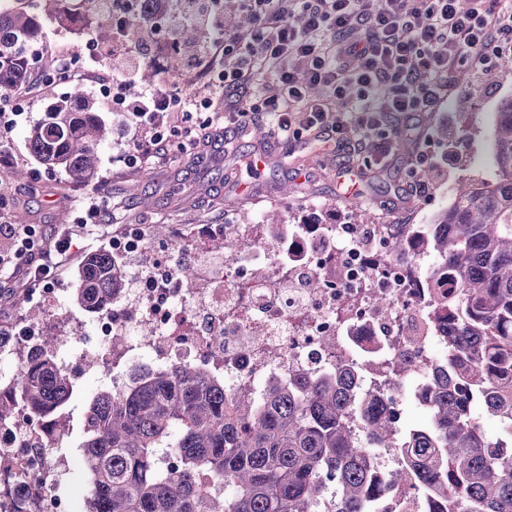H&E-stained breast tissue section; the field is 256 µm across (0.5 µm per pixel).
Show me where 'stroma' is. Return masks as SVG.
Wrapping results in <instances>:
<instances>
[{"mask_svg":"<svg viewBox=\"0 0 512 512\" xmlns=\"http://www.w3.org/2000/svg\"><path fill=\"white\" fill-rule=\"evenodd\" d=\"M84 15L81 0H60L54 12L42 16L36 41L40 55L84 53L85 36L93 29ZM490 69L499 73L492 85L485 82ZM470 77L466 88L449 79L438 111L392 114L391 123L403 128L413 148L394 145L380 166L345 149L330 150L310 137L287 153L274 139H262L251 130L238 135L228 150L216 124L208 140L198 144L196 156L127 171L112 161L126 145L121 128L113 126L100 150V168L92 185H70L59 172L38 180L0 181V195L8 201L0 209V225L39 224L48 229L72 224L85 197L95 196L107 221L88 225L81 245L93 251L109 246L114 229L121 227L140 231L150 251L184 260L188 254L181 247L179 226L261 224L273 211L292 222L314 216L324 224H427L459 184L490 178L493 114L501 100L512 98V71L495 58L489 66L471 71ZM67 91V86L58 85L31 98L27 119L11 135L17 167L36 170L24 133ZM421 151L430 155V162L416 163ZM264 156L270 165L256 168ZM422 181L429 186L428 194L414 196L412 185ZM159 224L166 228L165 237L153 235ZM71 381L74 395L66 407L63 446L73 454L82 438L85 408L102 383L97 373L82 370Z\"/></svg>","mask_w":512,"mask_h":512,"instance_id":"obj_1","label":"stroma"}]
</instances>
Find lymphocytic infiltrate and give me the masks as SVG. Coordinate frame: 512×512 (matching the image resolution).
<instances>
[{"instance_id": "obj_1", "label": "lymphocytic infiltrate", "mask_w": 512, "mask_h": 512, "mask_svg": "<svg viewBox=\"0 0 512 512\" xmlns=\"http://www.w3.org/2000/svg\"><path fill=\"white\" fill-rule=\"evenodd\" d=\"M135 24L113 30L109 41L88 38L84 58H63L60 82L95 68L111 85L112 109L123 113L129 135L119 161L139 169L149 158L187 154L195 131L210 128L206 113L213 92H222L224 142L262 122L277 142L289 145L313 134L331 148L371 150L383 159L392 143L389 122L395 112H430L445 96L444 76L460 62L485 65L491 55L512 49V11L496 0H238L245 27L224 28V0H180L182 22L199 27L205 39L187 51V69L203 76L193 97H184L157 54L168 46L167 30L137 17L140 0H122ZM268 67L274 90L254 91L259 66ZM153 67L155 82L137 99L123 91L140 68ZM47 84L34 74L10 96L0 99V168L15 164L9 135L34 93ZM356 88L354 109H347V85ZM334 88V104L310 101L308 89ZM12 264L21 286L50 287L76 253L72 229L43 235L38 225L8 227Z\"/></svg>"}]
</instances>
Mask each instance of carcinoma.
Instances as JSON below:
<instances>
[{"instance_id": "obj_1", "label": "carcinoma", "mask_w": 512, "mask_h": 512, "mask_svg": "<svg viewBox=\"0 0 512 512\" xmlns=\"http://www.w3.org/2000/svg\"><path fill=\"white\" fill-rule=\"evenodd\" d=\"M58 2L14 0L0 10V93L24 84L33 64L56 79L57 63L26 56L24 44ZM197 37L193 27H174L170 72ZM97 111L72 86L28 132L29 154L75 185L90 183L110 136ZM491 153L494 182L458 188L418 235L448 262L460 294L448 315V371L429 379L424 425L402 428L379 410L387 385L361 392L345 374L301 376L299 394L270 382L256 400L224 393V381L188 365L157 370L122 396L103 388L88 403L86 512H376L392 486L423 493L428 512H512V99L494 113ZM128 278L119 258L96 250L74 272L73 304L94 314ZM54 353L43 340L13 384L0 386V422L13 419L18 398L36 416L64 417L74 388ZM489 421L501 437L486 434ZM383 448L402 453L387 480L376 472ZM164 450L177 466L159 465Z\"/></svg>"}]
</instances>
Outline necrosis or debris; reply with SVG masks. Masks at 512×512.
<instances>
[{
    "instance_id": "1",
    "label": "necrosis or debris",
    "mask_w": 512,
    "mask_h": 512,
    "mask_svg": "<svg viewBox=\"0 0 512 512\" xmlns=\"http://www.w3.org/2000/svg\"><path fill=\"white\" fill-rule=\"evenodd\" d=\"M406 224H206L197 228L192 281L170 258L144 260L141 242L117 250L137 266L126 288L90 318L104 383L128 391L146 373L190 365L224 381L225 392L259 390L352 369L360 382L406 363L404 382L383 400L398 414L407 397L426 406L425 387L448 356L449 286L439 261L419 250L389 252ZM224 241L213 252L212 239ZM389 309H382L380 298ZM69 370L73 342L61 323L28 324L0 339V355L29 357L45 338ZM44 422L20 408L0 425V512H79L62 492L76 458Z\"/></svg>"
}]
</instances>
